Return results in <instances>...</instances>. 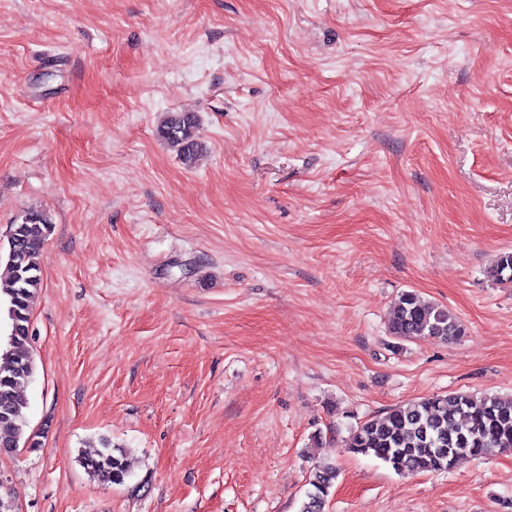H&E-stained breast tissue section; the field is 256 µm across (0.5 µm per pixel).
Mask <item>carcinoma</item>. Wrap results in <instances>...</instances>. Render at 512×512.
Returning <instances> with one entry per match:
<instances>
[{
    "mask_svg": "<svg viewBox=\"0 0 512 512\" xmlns=\"http://www.w3.org/2000/svg\"><path fill=\"white\" fill-rule=\"evenodd\" d=\"M159 133L186 167L197 165L205 146L194 113H170ZM51 230L45 214L28 212L12 225L7 249L0 253L8 269L7 277L0 279V301L7 306L9 320L6 349L0 353V453L30 442L22 419L26 402L19 388L35 372L30 307L41 285V250ZM490 276L500 284L512 283V252L498 257ZM388 333L398 340L431 336L447 341L463 335L464 326L448 308L405 290L392 307ZM346 448L400 474L448 471L464 456L511 452L512 394L455 392L399 405L351 427ZM78 462L103 482L123 484L129 477L122 449L112 447L108 439L79 452ZM336 478V468L329 464L311 470V489L300 512H324Z\"/></svg>",
    "mask_w": 512,
    "mask_h": 512,
    "instance_id": "1",
    "label": "carcinoma"
}]
</instances>
